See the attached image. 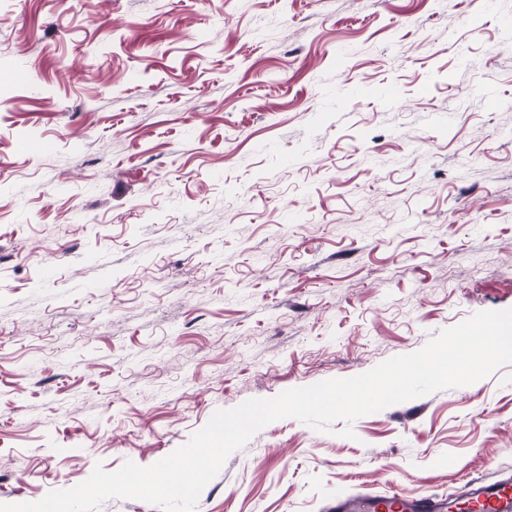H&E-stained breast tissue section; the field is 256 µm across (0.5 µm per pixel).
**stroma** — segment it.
<instances>
[{"mask_svg":"<svg viewBox=\"0 0 512 512\" xmlns=\"http://www.w3.org/2000/svg\"><path fill=\"white\" fill-rule=\"evenodd\" d=\"M508 18L512 0H0V504L512 308ZM353 429L267 425L196 512L512 474V365Z\"/></svg>","mask_w":512,"mask_h":512,"instance_id":"1","label":"stroma"}]
</instances>
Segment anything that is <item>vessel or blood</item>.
<instances>
[{"instance_id": "vessel-or-blood-1", "label": "vessel or blood", "mask_w": 512, "mask_h": 512, "mask_svg": "<svg viewBox=\"0 0 512 512\" xmlns=\"http://www.w3.org/2000/svg\"><path fill=\"white\" fill-rule=\"evenodd\" d=\"M327 512H512V479L471 481L445 498L344 495L330 503Z\"/></svg>"}]
</instances>
